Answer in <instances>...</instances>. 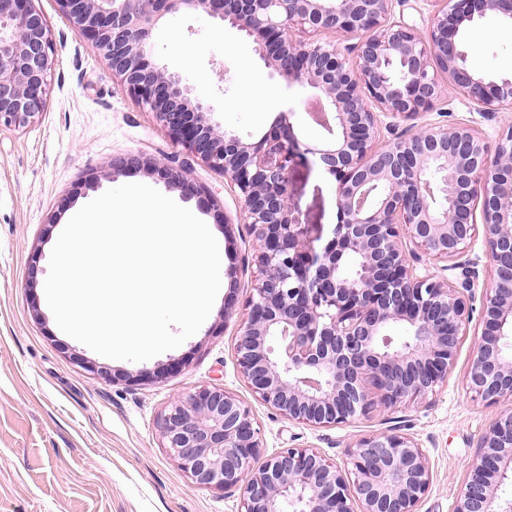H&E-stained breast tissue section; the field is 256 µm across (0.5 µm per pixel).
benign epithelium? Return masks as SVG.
<instances>
[{
    "mask_svg": "<svg viewBox=\"0 0 512 512\" xmlns=\"http://www.w3.org/2000/svg\"><path fill=\"white\" fill-rule=\"evenodd\" d=\"M56 2L172 144L239 189L258 276L244 304L237 365L253 394L288 420L338 427L447 383L476 311L478 261L457 258L483 231L494 285L481 301L469 387L509 408L481 438L453 512H512V500L498 494L512 478V125L492 155L466 125H430L378 144L381 116L393 119L391 128L449 90L480 112L512 110V75L479 73L460 40L463 27L489 14L512 22V0H431L426 37L394 17L393 0ZM180 11L230 24L253 39L271 74L313 90L320 111L310 116L328 137L300 142L291 110L256 141L220 131L194 87L154 63L153 32ZM321 32L354 43L341 49L303 38ZM54 54L51 23L35 0H0V124L26 127L46 111ZM311 157L336 183L338 222L323 247L299 222L290 191L291 166ZM132 169L185 196L206 191L188 178L186 161L119 156L111 177ZM405 239L446 265L420 264ZM396 324L409 333L402 342L387 334ZM158 426L185 476L240 491L244 512H418L433 482L419 443L391 431L358 439L341 465L312 448H284L262 461L251 408L219 385L175 400Z\"/></svg>",
    "mask_w": 512,
    "mask_h": 512,
    "instance_id": "obj_1",
    "label": "benign epithelium"
}]
</instances>
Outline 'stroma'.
Returning a JSON list of instances; mask_svg holds the SVG:
<instances>
[{
    "label": "stroma",
    "instance_id": "1",
    "mask_svg": "<svg viewBox=\"0 0 512 512\" xmlns=\"http://www.w3.org/2000/svg\"><path fill=\"white\" fill-rule=\"evenodd\" d=\"M35 5L50 19L56 42L49 104L27 127H0V512H240L239 492L198 486L180 471L157 425L177 397L212 384L251 407L267 456L313 448L340 464L362 436L391 428L407 434L420 443L433 473L418 512H451L483 434L505 410L469 388L478 322L462 337L447 384L417 403L335 428L284 418L253 395L237 365L242 304L257 276L253 237L239 211L238 188L201 161H193L189 176L211 197L187 202L224 244V287L199 331L176 349L134 363L102 357L58 328L44 282L60 232L84 204L111 189L113 157L162 159L177 148L155 115L113 79L91 41L75 34L55 0ZM158 29L163 36L155 41V62L194 86L214 107L222 130L256 140L291 108L301 142L323 139V129L306 114V91L270 76L251 38L201 12L166 15ZM182 48L194 49L190 62L179 57ZM463 48L488 77L512 74V24L499 16L471 24ZM249 73L261 76V86L246 84ZM511 123L512 112L489 115L451 93L433 110L382 131L381 138L427 124H464L491 145ZM289 179L301 222L311 236L330 239L337 208L329 175L318 163H299ZM214 200L227 225L218 224L210 208ZM33 264L39 272L32 281ZM230 297L237 309L225 319L221 312ZM94 365L111 371L112 380L91 373ZM162 367L165 378H155ZM128 373L134 382L125 381Z\"/></svg>",
    "mask_w": 512,
    "mask_h": 512
}]
</instances>
